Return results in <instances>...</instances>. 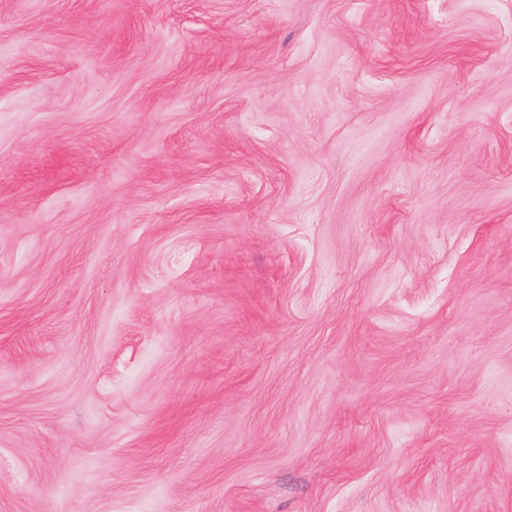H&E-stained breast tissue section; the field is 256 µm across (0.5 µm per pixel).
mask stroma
<instances>
[{"label": "stroma", "instance_id": "stroma-1", "mask_svg": "<svg viewBox=\"0 0 512 512\" xmlns=\"http://www.w3.org/2000/svg\"><path fill=\"white\" fill-rule=\"evenodd\" d=\"M0 512H512V0H0Z\"/></svg>", "mask_w": 512, "mask_h": 512}]
</instances>
